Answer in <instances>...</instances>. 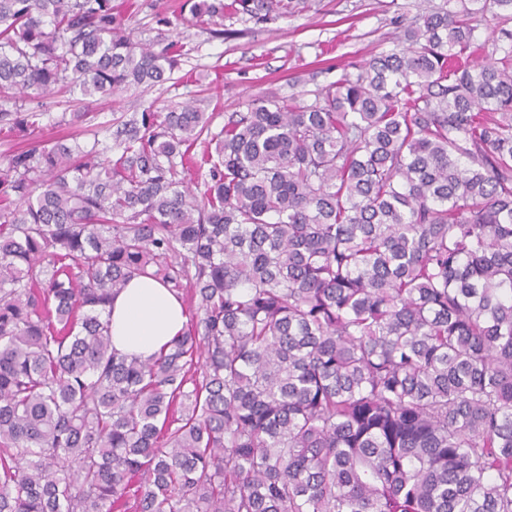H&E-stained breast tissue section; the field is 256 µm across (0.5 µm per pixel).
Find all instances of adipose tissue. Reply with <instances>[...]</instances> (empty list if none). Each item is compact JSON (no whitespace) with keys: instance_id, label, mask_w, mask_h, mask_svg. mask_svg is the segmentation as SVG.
I'll return each instance as SVG.
<instances>
[{"instance_id":"1","label":"adipose tissue","mask_w":512,"mask_h":512,"mask_svg":"<svg viewBox=\"0 0 512 512\" xmlns=\"http://www.w3.org/2000/svg\"><path fill=\"white\" fill-rule=\"evenodd\" d=\"M109 313L113 349L144 361L180 334L186 324L175 293L149 277L131 280L114 297Z\"/></svg>"}]
</instances>
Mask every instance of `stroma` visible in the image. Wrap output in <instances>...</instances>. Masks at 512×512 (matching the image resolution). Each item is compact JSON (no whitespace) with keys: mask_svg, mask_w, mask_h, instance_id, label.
<instances>
[{"mask_svg":"<svg viewBox=\"0 0 512 512\" xmlns=\"http://www.w3.org/2000/svg\"><path fill=\"white\" fill-rule=\"evenodd\" d=\"M127 14L134 41L159 49L180 43L184 53L169 79L150 88L76 98L56 94L21 96L24 109L42 107V139L68 132L80 145L113 144L112 123L120 116L167 112L191 101L211 113L220 130L230 113L246 111L255 98L310 102L371 54L396 45L420 0H292L280 14L224 12L222 25L193 18L186 0H113ZM86 118L72 122L73 113Z\"/></svg>","mask_w":512,"mask_h":512,"instance_id":"obj_1","label":"stroma"}]
</instances>
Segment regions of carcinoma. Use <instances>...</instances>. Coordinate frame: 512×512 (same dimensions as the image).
Returning a JSON list of instances; mask_svg holds the SVG:
<instances>
[{"label":"carcinoma","mask_w":512,"mask_h":512,"mask_svg":"<svg viewBox=\"0 0 512 512\" xmlns=\"http://www.w3.org/2000/svg\"><path fill=\"white\" fill-rule=\"evenodd\" d=\"M178 61L112 0H0V131ZM354 69L9 156L0 512H512V0H425ZM137 276L192 308L148 361L105 316Z\"/></svg>","instance_id":"1"}]
</instances>
